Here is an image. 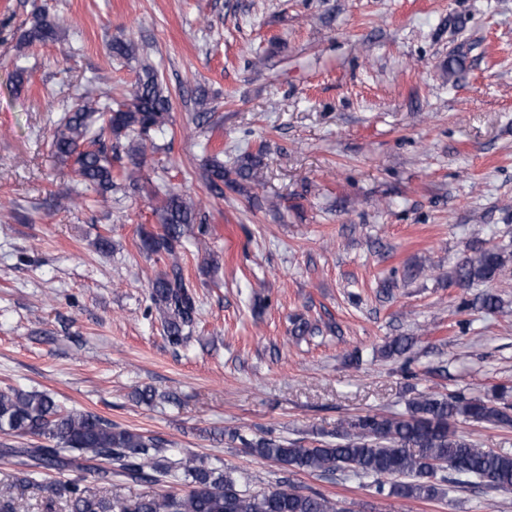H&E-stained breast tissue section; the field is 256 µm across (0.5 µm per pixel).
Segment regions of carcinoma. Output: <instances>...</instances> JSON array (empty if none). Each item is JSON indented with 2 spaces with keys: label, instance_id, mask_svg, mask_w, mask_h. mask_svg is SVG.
Wrapping results in <instances>:
<instances>
[{
  "label": "carcinoma",
  "instance_id": "cac0c4a2",
  "mask_svg": "<svg viewBox=\"0 0 512 512\" xmlns=\"http://www.w3.org/2000/svg\"><path fill=\"white\" fill-rule=\"evenodd\" d=\"M64 24L63 17L41 10L33 14L22 42H56ZM137 52L130 40L112 41L116 58H134ZM171 110V99L156 70L145 64L135 82L124 89L122 99L108 104L86 97L68 112L53 132L55 154L73 165L86 189L103 195L112 190L116 159L104 143V134L126 137V155L132 165L127 179L135 185L134 173L147 162L151 133L168 124ZM98 113L104 125L95 131ZM262 163V153H249L230 173L223 161L213 157L205 164L202 179L211 194L222 197L224 186L239 187L243 181L255 180ZM156 215L160 229H140L139 249L169 259L168 269L152 279L149 288L166 339L177 347L195 323L198 301L185 281L176 249L184 238L205 234L207 225L194 204L175 191L164 193ZM511 261L512 254L502 248H481L456 265L448 283L467 288L475 282H494ZM414 344V337L398 336L385 342L380 353L385 358L401 357ZM459 422L512 428L508 389L502 387L484 399L455 390L420 394L408 402L402 415L368 413L343 419L333 439L314 440L306 446L268 433L246 438L234 431L227 433V439L287 473L341 472L370 481L380 494L407 500H440L445 484L450 489L484 487L511 493L512 455L478 447L458 432ZM0 433L40 440L28 448L0 447V464L12 468L9 480L0 484V512H17L12 490L22 485H38L49 493L47 512H53L58 500L65 501L67 512H352L318 492L290 485L242 490L224 465L171 457L165 452L166 441L124 428L96 412L67 409L47 391L0 390ZM112 462L118 464L120 475L133 482L151 484L169 478L188 490L145 495L131 503L99 496L85 484L86 475L110 484ZM46 471L68 472L71 478L44 484L40 478Z\"/></svg>",
  "mask_w": 512,
  "mask_h": 512
}]
</instances>
